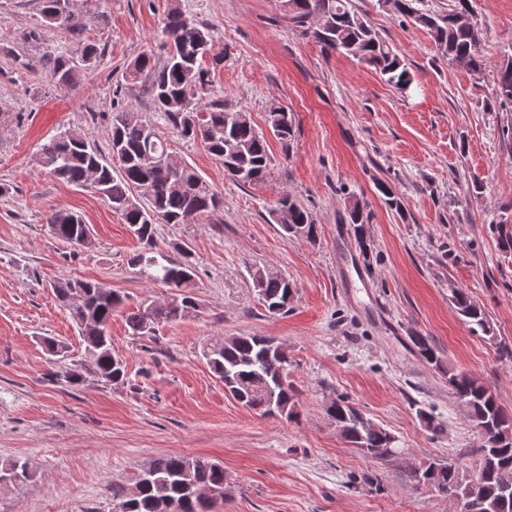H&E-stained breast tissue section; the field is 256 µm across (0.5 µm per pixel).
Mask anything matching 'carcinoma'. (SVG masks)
Returning <instances> with one entry per match:
<instances>
[{
    "label": "carcinoma",
    "mask_w": 512,
    "mask_h": 512,
    "mask_svg": "<svg viewBox=\"0 0 512 512\" xmlns=\"http://www.w3.org/2000/svg\"><path fill=\"white\" fill-rule=\"evenodd\" d=\"M418 2L386 0L394 14L425 29L436 51L449 63L462 64L475 75L481 73L486 64L483 31L476 23L459 20L472 10L471 0H449L446 12L418 8ZM281 7L294 27L312 37L324 51L357 58L397 88L413 83L407 64L353 9L350 0H281ZM77 9V0H41L44 26L71 35L79 45L75 55L55 50L46 55L52 78L62 89L71 88L81 74L94 70L104 53V45L84 37L83 28L71 22ZM164 35L166 52L162 62L142 53L128 64L125 79L149 82L159 118L180 137L202 143L224 165L230 180L249 186L262 184L271 162L265 134L255 128L247 113L231 111L219 99L203 101L210 75L203 67L205 54L212 46L209 28L174 6L164 20ZM495 98L499 106L512 110V57L499 69ZM268 127L283 145L292 140L291 113L279 108L272 110ZM110 152L111 157L120 160L117 170L78 132L65 130L42 146L38 162L62 182L78 187L91 184L142 244V250L133 254L128 264L139 268L149 280L180 290L163 305L140 307L126 315L131 335L149 336L156 325L184 320L198 307L192 289L181 287L184 277H195L189 247H180L179 260L157 256L153 251L156 225L193 224L199 217L218 211L221 200L193 166L173 156L157 123L130 111L112 113ZM137 187L149 188L151 192L140 194L135 191ZM376 189L389 209L400 216L404 214L401 197L388 183L379 181ZM278 210L288 213V222L280 224L286 236L317 243L320 225L309 209L286 195L280 199ZM369 221L370 213L360 202L347 208L345 222L353 225L357 243L364 251L369 246L365 228ZM47 224L56 237L74 245L90 232L82 216L68 210L52 213ZM494 230L501 252L511 256L512 226L497 224ZM250 277L254 292L268 313H288L294 297L288 279L259 267L250 270ZM53 290L78 326L90 363L65 372L49 370L47 379H60L76 386L89 374L105 384L125 382L126 362L112 351L109 334L112 314L124 304L123 296L104 291L91 279L61 278L53 283ZM451 301L470 325L495 339L488 313L467 292L453 290ZM412 343L427 363L448 375V387L456 400L466 406L469 421L480 431V442L473 450L477 456L475 470L482 475L475 492L481 503L480 512H512V491L504 493L499 482V472L512 469V411L502 406L495 394L474 376L445 368L426 337L414 336ZM205 355L224 388L247 408L263 416H297L298 391L288 374L280 372L277 343L273 339L252 334L226 336L209 347ZM326 413L341 436L370 457L384 461L392 453H405L388 430L348 400H332ZM30 478L31 472L18 460L0 465L1 487L19 486ZM409 478L416 488L439 482L462 493L468 491L466 474L458 463L452 471L446 464L438 465L435 471L431 465H424L410 470ZM200 479L215 491L213 497L197 499L187 491V486ZM111 491L113 512H157V501L164 497L173 505L172 512H212L217 503L224 501V466L201 457L165 454L128 478L112 483Z\"/></svg>",
    "instance_id": "obj_1"
}]
</instances>
